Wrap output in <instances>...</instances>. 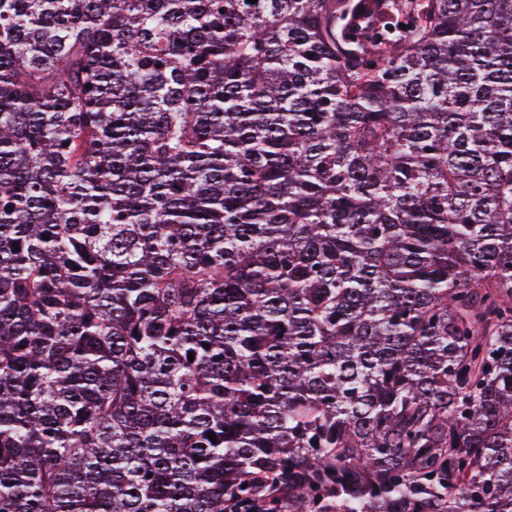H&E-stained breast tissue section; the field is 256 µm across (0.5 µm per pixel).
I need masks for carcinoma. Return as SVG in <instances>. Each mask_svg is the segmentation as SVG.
Returning <instances> with one entry per match:
<instances>
[{"label": "carcinoma", "instance_id": "cac0c4a2", "mask_svg": "<svg viewBox=\"0 0 512 512\" xmlns=\"http://www.w3.org/2000/svg\"><path fill=\"white\" fill-rule=\"evenodd\" d=\"M228 500L512 512V0H0V512Z\"/></svg>", "mask_w": 512, "mask_h": 512}]
</instances>
